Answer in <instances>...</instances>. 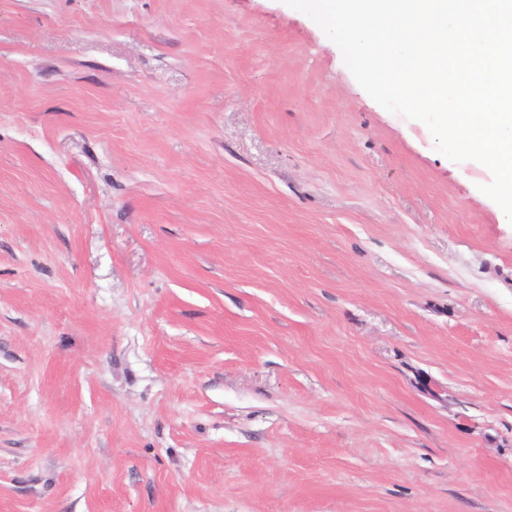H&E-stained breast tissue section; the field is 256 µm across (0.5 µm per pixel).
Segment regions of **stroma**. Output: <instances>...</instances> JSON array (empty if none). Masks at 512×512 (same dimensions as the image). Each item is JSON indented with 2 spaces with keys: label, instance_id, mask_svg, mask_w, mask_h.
I'll use <instances>...</instances> for the list:
<instances>
[{
  "label": "stroma",
  "instance_id": "35a3bbf8",
  "mask_svg": "<svg viewBox=\"0 0 512 512\" xmlns=\"http://www.w3.org/2000/svg\"><path fill=\"white\" fill-rule=\"evenodd\" d=\"M284 0H0V512H512V223Z\"/></svg>",
  "mask_w": 512,
  "mask_h": 512
}]
</instances>
